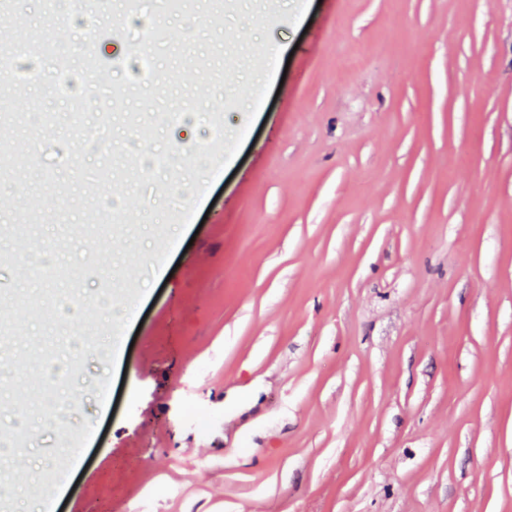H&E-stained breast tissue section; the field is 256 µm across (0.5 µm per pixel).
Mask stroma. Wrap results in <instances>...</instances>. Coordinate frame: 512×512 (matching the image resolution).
<instances>
[{
	"mask_svg": "<svg viewBox=\"0 0 512 512\" xmlns=\"http://www.w3.org/2000/svg\"><path fill=\"white\" fill-rule=\"evenodd\" d=\"M8 3L0 314L51 247L81 303L53 322L38 288L0 347L7 512H512V0H75L64 30ZM267 42L291 60L249 124ZM183 100L248 133L168 278L207 172L175 160ZM148 277L99 405L109 296ZM28 339L80 355L66 416Z\"/></svg>",
	"mask_w": 512,
	"mask_h": 512,
	"instance_id": "35a3bbf8",
	"label": "stroma"
}]
</instances>
